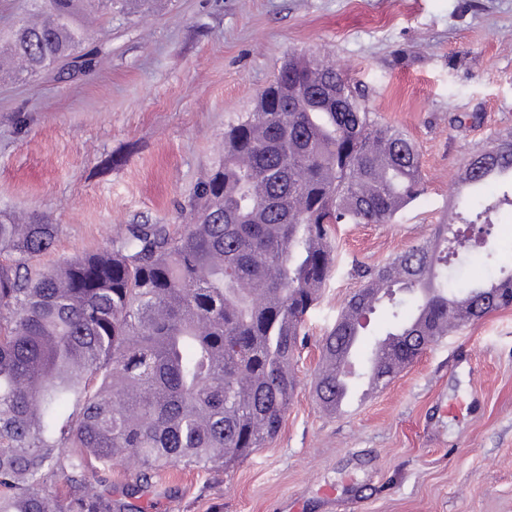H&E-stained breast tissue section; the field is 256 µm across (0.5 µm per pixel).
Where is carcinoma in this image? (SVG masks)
Instances as JSON below:
<instances>
[{
	"label": "carcinoma",
	"instance_id": "obj_1",
	"mask_svg": "<svg viewBox=\"0 0 512 512\" xmlns=\"http://www.w3.org/2000/svg\"><path fill=\"white\" fill-rule=\"evenodd\" d=\"M150 0H32L0 46V72L38 75L80 47L78 13ZM302 101L285 111L288 92ZM222 158L181 224H127L103 249L34 270L58 225L0 214V512H112L90 468L137 461L147 484L171 459L229 470L280 430L299 336L334 264L331 226L384 224L425 191L413 140L380 124L336 68L288 57L250 112L224 127ZM512 140L471 158L475 188L433 236L366 274L322 339L320 404L349 382L336 363L362 317L383 308L396 336L380 368L413 362L410 337L448 335L451 305L512 307V265L448 287V266L487 247L486 215L512 208ZM500 194H485L490 185ZM69 482L61 497L57 477Z\"/></svg>",
	"mask_w": 512,
	"mask_h": 512
}]
</instances>
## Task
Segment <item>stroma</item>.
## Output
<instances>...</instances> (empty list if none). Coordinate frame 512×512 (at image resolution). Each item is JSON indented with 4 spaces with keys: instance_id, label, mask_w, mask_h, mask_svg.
<instances>
[{
    "instance_id": "35a3bbf8",
    "label": "stroma",
    "mask_w": 512,
    "mask_h": 512,
    "mask_svg": "<svg viewBox=\"0 0 512 512\" xmlns=\"http://www.w3.org/2000/svg\"><path fill=\"white\" fill-rule=\"evenodd\" d=\"M78 54L27 79L0 76V211L58 226L47 269L103 248L125 224H176L213 168L224 126L254 107L283 60L336 63L378 122L416 144L425 193L386 224H340L335 261L302 328L299 383L278 434L233 471L171 462L114 512H512V308L463 325L328 414L320 341L363 280L447 223L448 187L512 135V0H153L84 22ZM448 279L512 261V212Z\"/></svg>"
}]
</instances>
